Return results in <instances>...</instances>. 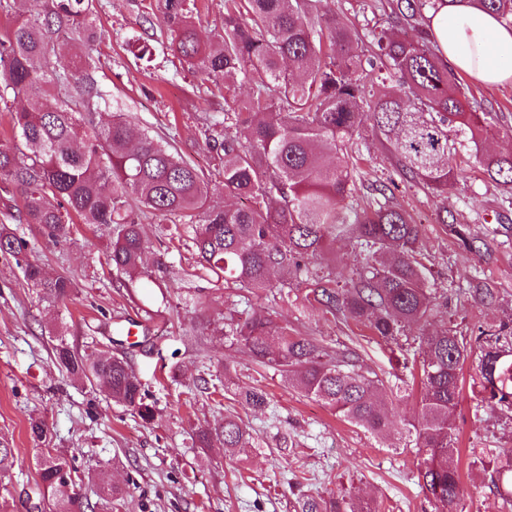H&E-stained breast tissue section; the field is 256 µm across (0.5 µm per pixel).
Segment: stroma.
Listing matches in <instances>:
<instances>
[{
	"instance_id": "obj_1",
	"label": "stroma",
	"mask_w": 512,
	"mask_h": 512,
	"mask_svg": "<svg viewBox=\"0 0 512 512\" xmlns=\"http://www.w3.org/2000/svg\"><path fill=\"white\" fill-rule=\"evenodd\" d=\"M101 34L93 55L97 78L110 104L97 116L133 117L139 128L170 141L199 169L210 170L214 154L204 127L223 132L224 94L188 69L172 51L157 0H93ZM331 12L351 31L364 57L377 53L375 33L387 27L388 0H331ZM156 45L151 61L137 59L146 24ZM468 97L496 114L499 133L486 153L512 148V84L486 86L462 80ZM363 192L389 184L395 160L371 124L356 138ZM458 177L439 196L415 182H399L394 200L422 227L429 282L441 305L428 331L443 328L474 340L480 329L512 325V198L484 182L467 150H458ZM468 225L475 250H467L436 221L440 207ZM165 217L143 219L144 267L156 277L155 296L165 297L146 319L143 288H121L108 262L109 242L95 226L74 225L55 243L32 224L16 223L0 204V225L28 242V259L50 276L73 278L65 305L44 303L14 258L0 256V442L13 450V478L0 488V512H49L37 481L43 448L72 456L78 478L72 488L81 512H295L301 494L325 495L353 488L376 512H434L417 483V458L404 436L374 437L341 421L321 401L289 386L274 371L258 367L222 328L254 312L271 314L299 335L329 348L356 349L377 373L396 419L416 420L405 399L420 352L410 345L392 352L368 328L320 306L284 301L268 292L222 288L192 276V249L167 235ZM74 346L97 340L127 357L148 390L156 417L143 422L132 409L62 375L53 365L55 332ZM477 358L461 373V404L453 416L459 448L462 496L457 512H512L492 478L500 455L512 452V412L500 411L479 384ZM267 393L268 408L255 410L242 391ZM238 416L256 447L226 456L215 432L226 415ZM47 425L45 442L31 435L32 420ZM212 433L208 445L197 434ZM126 487L118 502L100 497L101 483Z\"/></svg>"
}]
</instances>
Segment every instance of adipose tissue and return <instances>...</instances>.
<instances>
[{"mask_svg":"<svg viewBox=\"0 0 512 512\" xmlns=\"http://www.w3.org/2000/svg\"><path fill=\"white\" fill-rule=\"evenodd\" d=\"M429 30L437 52L458 75L486 85L512 82V26L463 4L440 5Z\"/></svg>","mask_w":512,"mask_h":512,"instance_id":"obj_1","label":"adipose tissue"}]
</instances>
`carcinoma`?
<instances>
[{
    "instance_id": "cac0c4a2",
    "label": "carcinoma",
    "mask_w": 512,
    "mask_h": 512,
    "mask_svg": "<svg viewBox=\"0 0 512 512\" xmlns=\"http://www.w3.org/2000/svg\"><path fill=\"white\" fill-rule=\"evenodd\" d=\"M440 0H395L397 29L378 39L380 54L370 67L385 72L374 80L352 49L350 30L318 15L317 0H224V37L201 43L195 0H162L159 8L172 50L203 80L224 84V123L236 135L206 137L219 163L204 172L167 143L142 133L133 139L132 118L93 125L107 100L95 77L89 0H35L0 41V103L20 98L13 112L16 139L0 142V182L14 187L20 203L15 219L34 224L49 240L67 239L74 221L108 231L109 260L133 282L143 274L146 242L131 215L137 204L175 219L171 231L191 243L198 270L225 285L288 294L290 282L305 286L304 299L331 314L366 326L389 345L406 330L439 314L430 288L421 226L385 190L357 196L352 139L365 120L390 146L399 175L444 194L458 176L450 163L458 137L475 151L487 179L512 191V152L484 154L496 131L478 112L448 65L426 38L409 39L403 29L421 25ZM512 23V0H468ZM67 30L79 46L66 59L52 37ZM395 84H388L389 80ZM247 80L252 95L237 99ZM368 111H361V105ZM91 132L81 146L73 134L81 123ZM335 161L327 162L328 157ZM216 193L224 201L213 200ZM248 199V207L227 203ZM439 223L467 247L465 224L438 214ZM347 237L366 263L344 287L319 274L313 260L326 257L336 239ZM27 250L14 232L0 231V255L19 259ZM21 268L26 280L55 306L71 299L74 281L48 277L35 261ZM228 335L256 363L316 398L337 416L368 433L391 434L394 421L378 376L364 370L355 354L338 353L295 336L288 324L263 314L229 323ZM503 329L482 330L480 384L500 409L512 410V344ZM421 350L418 418L403 423L415 435L418 483L435 512H451L461 494L458 450L451 416L461 400L460 373L472 355L466 338L451 329L412 337ZM59 371L132 408L146 423L155 406L123 355L94 346L80 351L63 337L53 348ZM254 409L268 406L267 394H242ZM224 450L254 447V438L233 415L224 417ZM39 476L52 497V512H73L74 499L61 495L73 484V467L61 453L45 449ZM296 512H375L351 492L303 495Z\"/></svg>"
}]
</instances>
